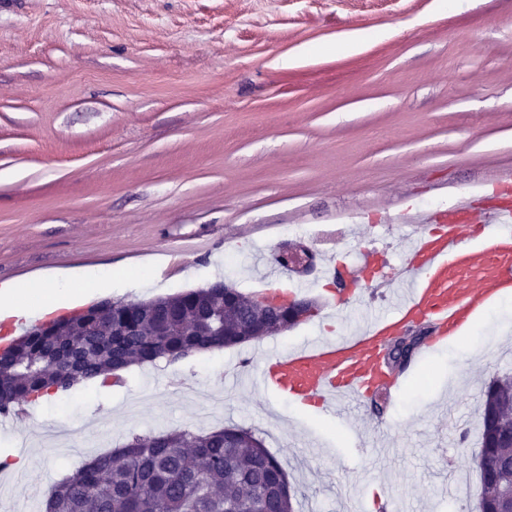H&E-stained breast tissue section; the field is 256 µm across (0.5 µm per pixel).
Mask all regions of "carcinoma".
Here are the masks:
<instances>
[{
    "mask_svg": "<svg viewBox=\"0 0 512 512\" xmlns=\"http://www.w3.org/2000/svg\"><path fill=\"white\" fill-rule=\"evenodd\" d=\"M92 305L10 340L0 365V415L69 391L61 363L81 381L108 383L134 365L174 364L192 354L232 347L299 324L298 311H256L233 287L198 288L140 302ZM480 512H503L512 492V373L495 375L481 391ZM298 489L279 460L245 428L135 435L64 477L42 502L43 512H295Z\"/></svg>",
    "mask_w": 512,
    "mask_h": 512,
    "instance_id": "obj_1",
    "label": "carcinoma"
}]
</instances>
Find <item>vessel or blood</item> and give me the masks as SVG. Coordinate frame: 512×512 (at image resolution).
<instances>
[{
  "label": "vessel or blood",
  "instance_id": "1",
  "mask_svg": "<svg viewBox=\"0 0 512 512\" xmlns=\"http://www.w3.org/2000/svg\"><path fill=\"white\" fill-rule=\"evenodd\" d=\"M499 195L485 212L464 199L427 213L405 259L381 283L390 310L354 335L269 357L255 386L339 410L390 395L401 379L384 363L395 336L416 327L436 340L459 334L490 302L512 294V186Z\"/></svg>",
  "mask_w": 512,
  "mask_h": 512
}]
</instances>
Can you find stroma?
<instances>
[{"label": "stroma", "instance_id": "stroma-1", "mask_svg": "<svg viewBox=\"0 0 512 512\" xmlns=\"http://www.w3.org/2000/svg\"><path fill=\"white\" fill-rule=\"evenodd\" d=\"M364 31L350 49L342 33ZM512 177V0H0V284L111 270V299L223 280L271 292L283 228L321 231L281 287L310 321L178 363L79 383L0 426V512L44 494L132 436L252 430L300 490L298 512H347L383 480L401 512H478L474 400L512 372L488 311L462 345L417 352L390 402L296 410L226 373L308 338L336 340L388 308L317 282L318 258L399 265L406 219ZM476 348L471 368L463 347ZM466 445H459L461 432Z\"/></svg>", "mask_w": 512, "mask_h": 512}]
</instances>
